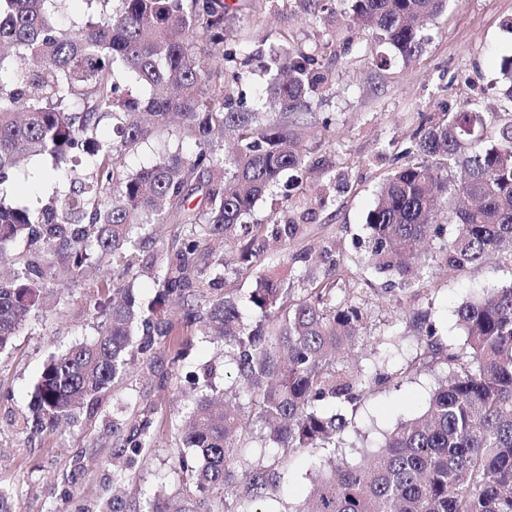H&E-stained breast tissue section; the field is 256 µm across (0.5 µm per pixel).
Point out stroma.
Wrapping results in <instances>:
<instances>
[{
	"label": "stroma",
	"instance_id": "stroma-1",
	"mask_svg": "<svg viewBox=\"0 0 512 512\" xmlns=\"http://www.w3.org/2000/svg\"><path fill=\"white\" fill-rule=\"evenodd\" d=\"M232 3L241 12L227 22L224 46L248 59L243 95L253 98L256 89L267 86L271 45L321 55L327 82L312 118H331L335 138L305 136L310 170L302 183L281 182L255 206L256 217L298 225L289 246L266 240L258 257L243 264L236 247L210 241L211 259L226 258L229 267H207L203 290L212 298L236 295L244 322L253 325L261 313L250 304L249 293L261 278L287 280L293 303L309 288L310 278L335 273L351 282L365 317L362 337L344 362L402 375L400 382L376 387L359 405L341 447L284 453L248 443L247 465L285 458L280 482L259 502L260 512H290L308 496L319 461L360 462L401 420L423 413L437 377L416 368L425 340L410 324L411 310L428 312L442 341L458 346L464 341L458 308L512 280V253L506 251L481 268L448 276L439 266L442 245L434 242L421 276L402 287L371 269L364 247L367 215L381 184L411 162L407 150L423 117L435 119L466 103L485 116L488 132L512 120V102L495 65L497 58L512 54V32L503 25L512 18V0H448L447 10L426 25L421 53L408 62L390 55L370 30L344 14L318 19L283 7L281 0ZM100 280V272H87L51 290L11 347L0 352V485L9 488L17 512H101L115 495L129 512H138L147 501L196 492L175 468L182 451L180 421L202 396L197 378L208 377L212 397L220 400L234 378L223 344L203 336L200 326L185 328L190 345L180 361H173L168 345H155L125 380L77 409L74 421L41 432L25 423L48 359L96 336L103 320ZM145 419L151 422L153 447L143 450L133 468H114V431H130Z\"/></svg>",
	"mask_w": 512,
	"mask_h": 512
}]
</instances>
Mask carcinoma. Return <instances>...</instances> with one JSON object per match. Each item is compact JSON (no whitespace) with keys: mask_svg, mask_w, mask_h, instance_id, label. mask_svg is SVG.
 <instances>
[{"mask_svg":"<svg viewBox=\"0 0 512 512\" xmlns=\"http://www.w3.org/2000/svg\"><path fill=\"white\" fill-rule=\"evenodd\" d=\"M348 4L353 20L409 60L420 52L424 22L447 0H282L313 14H336ZM67 0H0V262L16 271L0 276V351L25 324L40 294L110 256L112 279L98 292L105 319L97 336L52 357L35 386L32 427L44 430L71 417L76 405L97 399L149 352L154 336H172L178 322L204 323L224 341L235 365L238 403L200 402L184 419L180 437L191 455L176 469L194 484L178 512H212L204 492L230 498L237 512L276 486L280 462L245 467L244 439L278 448H336L349 428L334 405L356 409L373 385L402 373L371 375L341 366L343 351L360 338L363 313L350 293L336 299L328 277L284 306L288 282L265 278L249 301L271 320L251 329L237 300H202V246L214 239L242 244L254 255L260 238L288 243L297 224L249 221L256 203L288 171L306 167L295 129L306 120L324 84L315 54L275 47L277 77L267 92L288 123L246 105L224 81L200 90L201 64L194 47L210 46L225 60L226 0H82L85 11L63 25ZM177 120L176 137L193 150L165 151L147 167L130 171L123 158ZM465 106L415 134L412 163L382 184L367 217L368 252L379 274L408 280L426 263L424 241L445 237L434 223L443 203L455 225L442 263L458 276L496 250H512V120L494 140L475 148ZM112 136L101 135L103 126ZM229 134L235 150L216 145ZM70 164L68 190L33 206L16 204L6 191L19 165L31 157ZM460 167L456 183L448 170ZM177 226L174 246L154 251V232ZM22 240L24 251L8 252ZM157 283L155 302L176 315L155 324L134 294V282ZM461 347L445 345L426 313L411 323L426 337L419 359L441 374L423 413L402 421L371 457L350 465L328 460L309 495L292 512H512V280L460 306ZM113 458L131 466L153 447L149 425L112 442Z\"/></svg>","mask_w":512,"mask_h":512,"instance_id":"obj_1","label":"carcinoma"}]
</instances>
